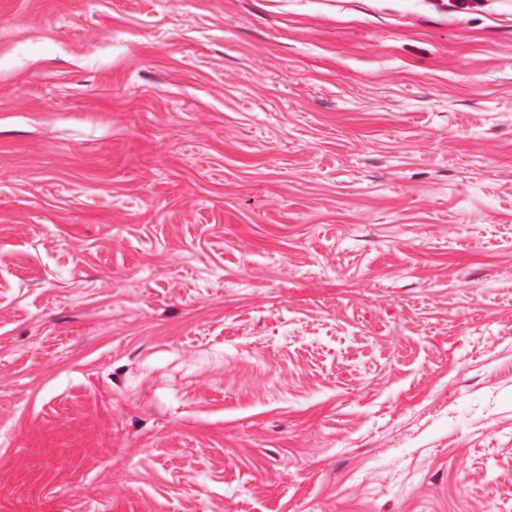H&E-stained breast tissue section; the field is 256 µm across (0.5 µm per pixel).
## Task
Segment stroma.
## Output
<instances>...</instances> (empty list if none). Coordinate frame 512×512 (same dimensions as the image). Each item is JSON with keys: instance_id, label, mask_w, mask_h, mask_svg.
I'll return each instance as SVG.
<instances>
[{"instance_id": "1", "label": "stroma", "mask_w": 512, "mask_h": 512, "mask_svg": "<svg viewBox=\"0 0 512 512\" xmlns=\"http://www.w3.org/2000/svg\"><path fill=\"white\" fill-rule=\"evenodd\" d=\"M0 512H512V0H0Z\"/></svg>"}]
</instances>
